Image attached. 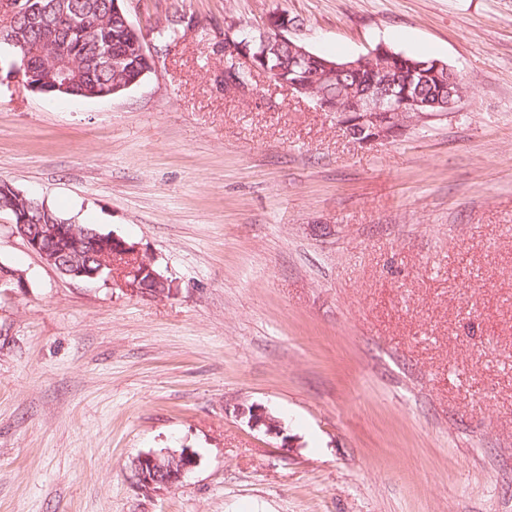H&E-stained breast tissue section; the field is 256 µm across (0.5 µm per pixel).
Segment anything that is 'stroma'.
Segmentation results:
<instances>
[{
  "label": "stroma",
  "instance_id": "stroma-1",
  "mask_svg": "<svg viewBox=\"0 0 512 512\" xmlns=\"http://www.w3.org/2000/svg\"><path fill=\"white\" fill-rule=\"evenodd\" d=\"M152 43L98 101L0 73V181L136 242L164 298L72 280L0 211V512H512V0H125ZM383 43L466 80L363 147L224 33ZM265 407L277 438L237 409ZM184 482L138 489L144 453ZM193 455L182 451L143 454L134 461L137 486L144 492H156L180 482L194 467Z\"/></svg>",
  "mask_w": 512,
  "mask_h": 512
}]
</instances>
